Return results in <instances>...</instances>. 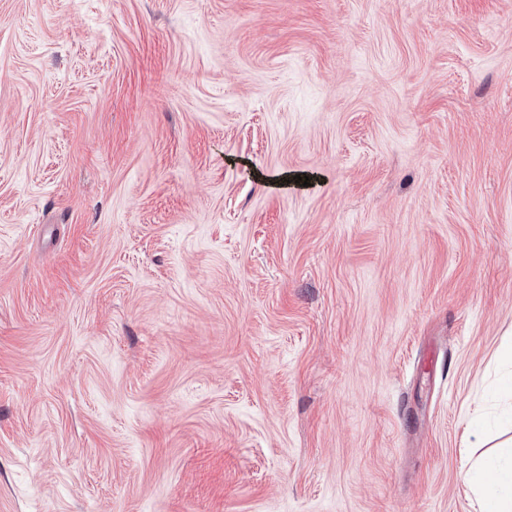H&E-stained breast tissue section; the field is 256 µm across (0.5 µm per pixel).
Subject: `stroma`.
Here are the masks:
<instances>
[{"label":"stroma","instance_id":"stroma-1","mask_svg":"<svg viewBox=\"0 0 512 512\" xmlns=\"http://www.w3.org/2000/svg\"><path fill=\"white\" fill-rule=\"evenodd\" d=\"M511 342L512 0H0V512H475Z\"/></svg>","mask_w":512,"mask_h":512}]
</instances>
